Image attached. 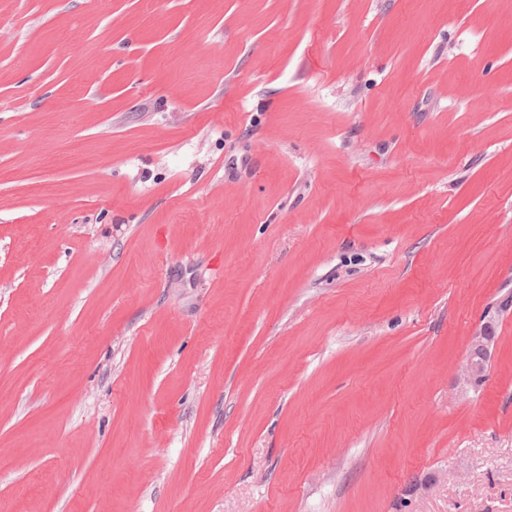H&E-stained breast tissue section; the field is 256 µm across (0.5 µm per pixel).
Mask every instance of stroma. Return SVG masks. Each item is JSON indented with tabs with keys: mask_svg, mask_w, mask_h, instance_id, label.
I'll list each match as a JSON object with an SVG mask.
<instances>
[{
	"mask_svg": "<svg viewBox=\"0 0 512 512\" xmlns=\"http://www.w3.org/2000/svg\"><path fill=\"white\" fill-rule=\"evenodd\" d=\"M0 512H512V0H0ZM495 323L494 315L486 316L480 328L469 337L465 364L456 380L462 393L475 392L487 380L498 344L493 332Z\"/></svg>",
	"mask_w": 512,
	"mask_h": 512,
	"instance_id": "1",
	"label": "stroma"
}]
</instances>
